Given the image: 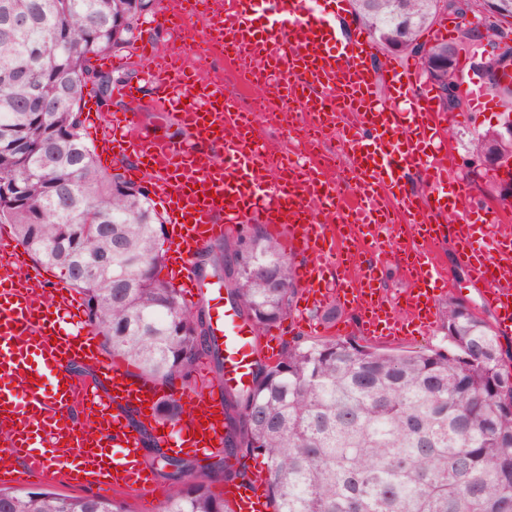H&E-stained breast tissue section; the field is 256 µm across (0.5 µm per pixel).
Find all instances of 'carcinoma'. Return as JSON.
<instances>
[{
  "label": "carcinoma",
  "mask_w": 512,
  "mask_h": 512,
  "mask_svg": "<svg viewBox=\"0 0 512 512\" xmlns=\"http://www.w3.org/2000/svg\"><path fill=\"white\" fill-rule=\"evenodd\" d=\"M154 0H0V203L25 251L82 295L104 349L164 387L186 386L200 358L224 356L205 304L187 309L159 279L166 235L149 190L125 165L102 168L81 101L114 105L127 82L94 65L137 38ZM372 38L389 46L433 28L439 0H354ZM512 152L485 132L473 152ZM196 269L224 281L226 299L259 329L276 325L297 293L295 267L258 229L205 249ZM442 344L385 352L352 338L297 339L275 362L258 358L248 390L224 391L223 457L167 455L148 444L173 491L158 512H233L210 483L246 480L228 457L262 458L273 512H512V355L499 333L450 299ZM188 415L174 394L157 405ZM0 512H127L102 496L0 489Z\"/></svg>",
  "instance_id": "1"
}]
</instances>
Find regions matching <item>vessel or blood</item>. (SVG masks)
Returning <instances> with one entry per match:
<instances>
[{"instance_id": "vessel-or-blood-1", "label": "vessel or blood", "mask_w": 512, "mask_h": 512, "mask_svg": "<svg viewBox=\"0 0 512 512\" xmlns=\"http://www.w3.org/2000/svg\"><path fill=\"white\" fill-rule=\"evenodd\" d=\"M342 5L224 0L218 24L207 0H185L175 23L171 0H158L150 24L170 35L167 50L146 42L130 55L98 59L105 69L151 60L146 79L155 86L158 108L173 113L190 134L179 143L151 141L134 113L86 114L101 144L100 160L114 150L129 154L152 175L172 247L164 280L180 289L187 306L207 298L224 349L218 390L184 394L188 416L175 425L153 424L156 444L173 453L205 458L223 449L222 390L250 386L257 357L278 355L227 304L221 287L204 289L194 271L207 245L251 219L281 228L289 247L311 255L295 271L307 305L353 309L361 334L379 342L430 333L438 305L432 285L445 277L433 247L451 237L459 261L482 285L480 298L497 330L512 333V233L500 231L498 214L484 213L469 197L449 204L437 196L427 204L396 195L407 172L429 171L436 183L454 173L441 155L438 103L410 63L396 61L388 82H381L368 63L370 33L360 28L338 37L333 17ZM219 47L246 86L264 93L280 87L288 100L303 99L314 136L334 126L337 113L358 114L341 132L346 193L337 191L325 165L274 168L270 148L254 133V113L225 97L221 75L198 79V61ZM449 209L453 224L436 223L435 213ZM319 212L324 221L316 220ZM478 213L483 220L477 225L472 217ZM389 242L408 280L395 299L383 289L380 269ZM45 281L44 269L27 264L0 231V475L19 484L60 478L101 493L151 491L154 477L124 411L155 409L161 388L131 376L102 350L84 324L76 292L62 287L38 301ZM79 366L94 369V378L78 380ZM224 496L232 512H272L265 471L226 484Z\"/></svg>"}]
</instances>
